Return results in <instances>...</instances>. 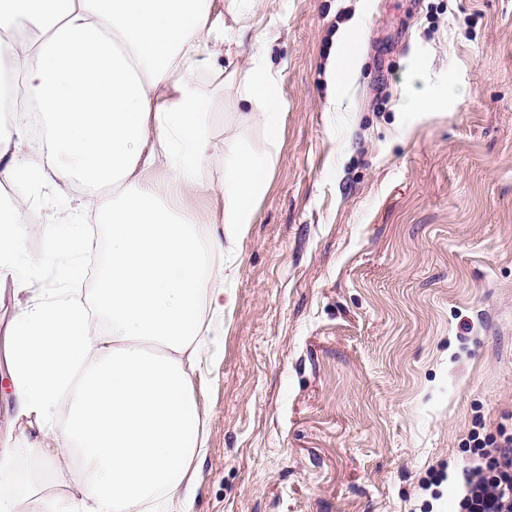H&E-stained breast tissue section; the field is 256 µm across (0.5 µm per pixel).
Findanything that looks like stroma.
<instances>
[{"instance_id": "1", "label": "stroma", "mask_w": 512, "mask_h": 512, "mask_svg": "<svg viewBox=\"0 0 512 512\" xmlns=\"http://www.w3.org/2000/svg\"><path fill=\"white\" fill-rule=\"evenodd\" d=\"M214 10L224 53L195 74L213 189L185 200L208 248L225 132L272 161L195 380L193 512H455L475 422L512 433V0H248L262 45ZM353 18L360 71L335 110L326 67ZM259 51L282 102L272 148L238 103ZM412 93L427 111L404 109ZM23 193L22 224L64 237L81 209L107 257L101 189ZM23 249L36 290L0 283V345L69 259L33 231Z\"/></svg>"}]
</instances>
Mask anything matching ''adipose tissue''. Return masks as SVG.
Returning a JSON list of instances; mask_svg holds the SVG:
<instances>
[{"instance_id":"ef3b65f1","label":"adipose tissue","mask_w":512,"mask_h":512,"mask_svg":"<svg viewBox=\"0 0 512 512\" xmlns=\"http://www.w3.org/2000/svg\"><path fill=\"white\" fill-rule=\"evenodd\" d=\"M213 0H0V57L9 58L24 104L45 118L31 143L20 107L0 124V180L49 185L71 177L111 187L104 220L112 250L93 306L75 297L92 243L71 239L59 288L16 320L9 344L13 421L28 467L0 442V512H176L187 499L199 431L193 377L211 342L205 318L232 295L214 287L254 222L269 179L266 161L224 138L221 222L212 254L183 205L210 189L214 152L208 95L196 80L202 55H217ZM241 100L277 141L282 122L274 73L263 53L248 62ZM164 169L163 182L149 175ZM28 200L0 205V281L30 291L20 224Z\"/></svg>"}]
</instances>
